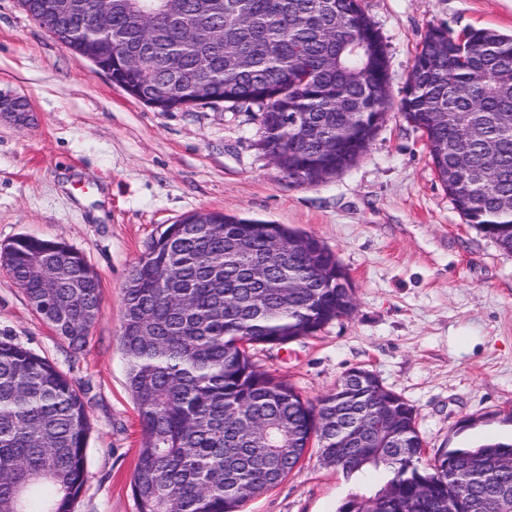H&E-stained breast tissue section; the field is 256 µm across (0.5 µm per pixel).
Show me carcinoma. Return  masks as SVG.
<instances>
[{"instance_id":"obj_1","label":"carcinoma","mask_w":512,"mask_h":512,"mask_svg":"<svg viewBox=\"0 0 512 512\" xmlns=\"http://www.w3.org/2000/svg\"><path fill=\"white\" fill-rule=\"evenodd\" d=\"M76 0H20L76 36ZM112 83L164 111L194 102L256 111L260 147L289 183L317 185L367 151L391 105L386 44L361 0H112ZM399 110L422 131L454 208L512 254V36L430 28ZM3 269L38 315L82 350L97 273L62 241L22 235ZM118 336L144 430L137 512H243L308 450L346 475L388 480L337 512H489L512 499V443L450 448L423 463L412 406L353 368L312 404L261 370L253 344L284 346L355 306L336 254L284 224L219 211L168 225L132 265ZM384 431H350L369 412ZM87 401L49 360L0 336V512H70L84 484Z\"/></svg>"}]
</instances>
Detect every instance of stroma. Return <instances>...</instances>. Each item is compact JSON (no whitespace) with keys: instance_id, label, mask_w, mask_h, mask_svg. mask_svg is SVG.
Segmentation results:
<instances>
[{"instance_id":"35a3bbf8","label":"stroma","mask_w":512,"mask_h":512,"mask_svg":"<svg viewBox=\"0 0 512 512\" xmlns=\"http://www.w3.org/2000/svg\"><path fill=\"white\" fill-rule=\"evenodd\" d=\"M381 33L393 103L371 146L317 186L288 183L261 150L254 113L199 105L161 112L78 60L18 0H0V93L26 97L31 124L0 119V245L29 234L81 252L101 308L73 351L0 269V334L46 357L86 394L85 482L71 512H136L142 444L117 336L130 267L167 225L221 211L285 224L336 252L356 308L285 347H252L262 369L310 403L350 369L414 407L424 462L487 438L512 440V254L467 224L420 130L397 105L429 27L512 34V0H362ZM384 473L348 478L318 444L245 512H336Z\"/></svg>"}]
</instances>
